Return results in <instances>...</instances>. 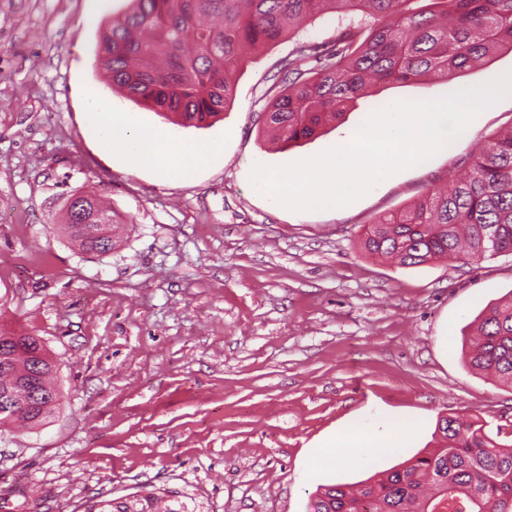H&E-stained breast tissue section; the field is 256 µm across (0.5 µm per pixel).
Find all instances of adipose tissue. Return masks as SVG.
Masks as SVG:
<instances>
[{
    "mask_svg": "<svg viewBox=\"0 0 512 512\" xmlns=\"http://www.w3.org/2000/svg\"><path fill=\"white\" fill-rule=\"evenodd\" d=\"M87 118L104 151L121 157L130 166L150 165L163 175L191 174L220 151L216 145L202 147L184 142L162 127H143L135 116L114 115L100 104L92 105ZM410 442V430L401 429L392 419L378 425L349 423L337 429L329 446L308 460L305 475L313 477L330 462L366 465L378 455L400 452Z\"/></svg>",
    "mask_w": 512,
    "mask_h": 512,
    "instance_id": "ef3b65f1",
    "label": "adipose tissue"
}]
</instances>
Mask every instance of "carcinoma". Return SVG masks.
<instances>
[{
	"instance_id": "obj_1",
	"label": "carcinoma",
	"mask_w": 512,
	"mask_h": 512,
	"mask_svg": "<svg viewBox=\"0 0 512 512\" xmlns=\"http://www.w3.org/2000/svg\"><path fill=\"white\" fill-rule=\"evenodd\" d=\"M133 0L99 43V63L130 100L185 127H206L234 101L247 52L275 44L320 15L350 18L332 44L305 42L278 64L264 124L284 146L316 136L379 84L455 79L500 50L512 51V0ZM82 215L63 206L60 232L80 250L112 251V211L91 192ZM371 255L403 267L448 259L469 264L512 254V132L471 156L448 189L429 191L375 222L362 240ZM20 352L0 369V390L20 387L36 405L25 426L62 405L57 365L44 341L17 334ZM471 368L512 386V296L491 306L469 353ZM436 448L370 476L358 489L320 488L311 512H512V449L461 417L438 423ZM87 512H188L150 492L129 502L98 500Z\"/></svg>"
}]
</instances>
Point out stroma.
Returning a JSON list of instances; mask_svg holds the SVG:
<instances>
[{"label":"stroma","mask_w":512,"mask_h":512,"mask_svg":"<svg viewBox=\"0 0 512 512\" xmlns=\"http://www.w3.org/2000/svg\"><path fill=\"white\" fill-rule=\"evenodd\" d=\"M130 7L0 0V327L44 340L64 395L45 425L0 433V512H86L154 488L189 512H309L318 486H353L434 448L443 417L512 440V391L466 360L479 314L512 292V255L399 267L360 247L379 216L446 186L512 128V95L485 106L453 150L346 207L291 211L250 182L255 164L316 155L384 104L510 73L512 52L450 82L375 87L286 149L264 129L266 90L299 39H335V17H320L252 56L212 125L173 126L222 150L192 176L163 177L104 152L87 120L95 98L143 126L163 122L98 63L102 29ZM83 190L112 208L109 254L58 230L62 194ZM388 417L415 431L403 452L303 480L338 427Z\"/></svg>","instance_id":"35a3bbf8"}]
</instances>
